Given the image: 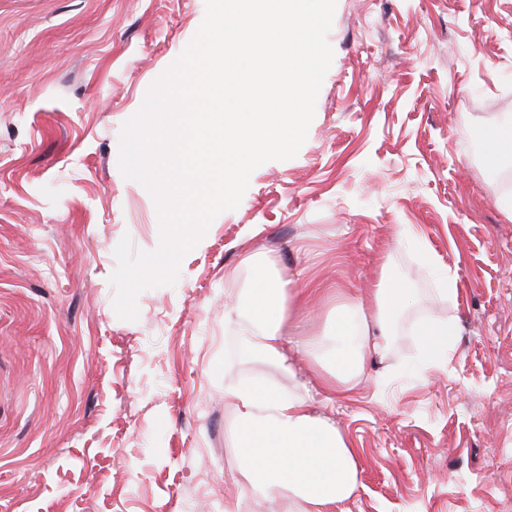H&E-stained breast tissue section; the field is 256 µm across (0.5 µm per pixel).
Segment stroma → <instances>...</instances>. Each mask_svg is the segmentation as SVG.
I'll return each mask as SVG.
<instances>
[{"label":"stroma","instance_id":"35a3bbf8","mask_svg":"<svg viewBox=\"0 0 512 512\" xmlns=\"http://www.w3.org/2000/svg\"><path fill=\"white\" fill-rule=\"evenodd\" d=\"M205 0H0V512H224V316L251 261L369 297H419L383 362L316 412L359 450L346 512H512V172L481 130L512 113V0H336L332 64L297 156L257 168L177 282L113 308L115 249L160 244L119 166L123 123L194 38ZM453 276L458 293L439 288ZM454 317L425 369L416 318Z\"/></svg>","mask_w":512,"mask_h":512}]
</instances>
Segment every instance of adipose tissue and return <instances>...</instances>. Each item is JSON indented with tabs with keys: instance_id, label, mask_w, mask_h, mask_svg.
<instances>
[{
	"instance_id": "obj_1",
	"label": "adipose tissue",
	"mask_w": 512,
	"mask_h": 512,
	"mask_svg": "<svg viewBox=\"0 0 512 512\" xmlns=\"http://www.w3.org/2000/svg\"><path fill=\"white\" fill-rule=\"evenodd\" d=\"M482 140L488 169L511 165L512 114L487 127ZM252 280L244 310L233 321L235 357L291 370L281 328L304 291L285 288L262 265L254 266ZM411 298L404 280L382 273L371 301L348 297L319 334L295 342L298 352L311 355L326 394L352 389L367 364L385 355ZM413 334L433 362L453 347L459 330L455 320L429 315L415 323ZM224 397L235 413V492L225 499L224 512H242L246 500L256 512L271 503L283 505L284 512H342L360 485L357 451L333 421L313 411L311 387L297 382L282 391L241 375L225 384Z\"/></svg>"
}]
</instances>
